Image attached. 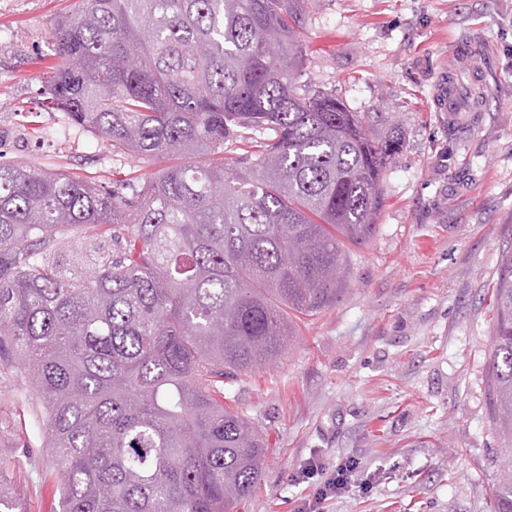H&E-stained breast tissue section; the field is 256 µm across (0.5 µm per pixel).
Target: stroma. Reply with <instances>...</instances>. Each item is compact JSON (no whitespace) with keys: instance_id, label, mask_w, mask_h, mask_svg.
<instances>
[{"instance_id":"obj_1","label":"stroma","mask_w":512,"mask_h":512,"mask_svg":"<svg viewBox=\"0 0 512 512\" xmlns=\"http://www.w3.org/2000/svg\"><path fill=\"white\" fill-rule=\"evenodd\" d=\"M72 0H0V147L7 163L108 186L151 172L44 107L54 19ZM303 80L397 138L368 243L347 252L335 306L292 318L282 359L231 385L269 439L245 512H294L314 487L293 472L352 462L321 512H495L512 465L492 421L491 292L512 248V0H308ZM458 76L460 123L435 107ZM486 97L469 100L474 79ZM0 460L25 512L61 479L18 368L0 367Z\"/></svg>"}]
</instances>
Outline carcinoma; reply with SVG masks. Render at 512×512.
<instances>
[{
    "label": "carcinoma",
    "instance_id": "obj_1",
    "mask_svg": "<svg viewBox=\"0 0 512 512\" xmlns=\"http://www.w3.org/2000/svg\"><path fill=\"white\" fill-rule=\"evenodd\" d=\"M305 2L76 0L53 26L47 104L116 154L179 162L106 188L0 164V362L40 406L51 512H234L259 488L267 439L227 381L284 356L287 311L338 301L399 149L300 84ZM493 301L490 400L512 431V250ZM7 470L0 512H22Z\"/></svg>",
    "mask_w": 512,
    "mask_h": 512
}]
</instances>
